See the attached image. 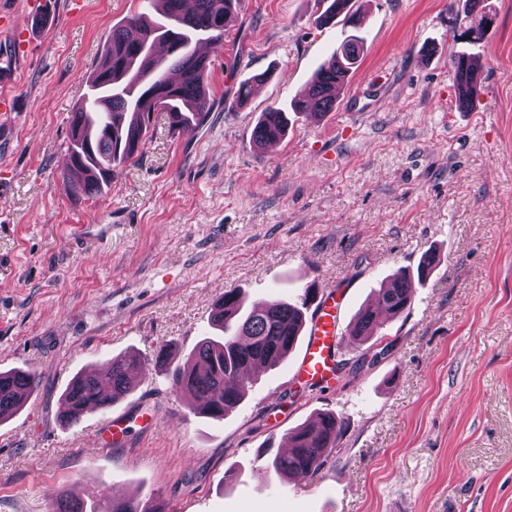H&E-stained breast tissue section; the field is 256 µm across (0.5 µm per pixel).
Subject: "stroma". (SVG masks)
I'll return each instance as SVG.
<instances>
[{"instance_id": "stroma-1", "label": "stroma", "mask_w": 512, "mask_h": 512, "mask_svg": "<svg viewBox=\"0 0 512 512\" xmlns=\"http://www.w3.org/2000/svg\"><path fill=\"white\" fill-rule=\"evenodd\" d=\"M0 0V372L38 388L0 421V512H53L114 493L163 512H512V0L471 33L467 0H358L360 21L316 25V0H238L211 47L214 106L179 132L154 113L143 150L91 198L63 184L70 119L114 25L142 0ZM364 54L336 107L293 116L257 146L262 112L288 107L336 45ZM481 89L457 105L454 52ZM268 72L247 105L239 84ZM79 224H108L85 241ZM438 264L410 307L365 343L350 323L398 268ZM341 296L337 371L299 379L301 347L252 376L222 421L193 413L155 358L185 359L225 291L249 303ZM130 354L141 369L112 414L137 416L98 447L106 414L60 420L74 376ZM347 431L316 476L259 470L318 412Z\"/></svg>"}]
</instances>
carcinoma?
I'll list each match as a JSON object with an SVG mask.
<instances>
[{
  "label": "carcinoma",
  "mask_w": 512,
  "mask_h": 512,
  "mask_svg": "<svg viewBox=\"0 0 512 512\" xmlns=\"http://www.w3.org/2000/svg\"><path fill=\"white\" fill-rule=\"evenodd\" d=\"M233 0H194L187 12L185 0H145L147 7L119 25L104 45L95 70L87 78L88 91L72 113L68 151L72 164L61 174L62 182H77L90 196L112 182L142 149L156 112L167 114L169 124L182 130L202 123L213 107L208 63L195 54L202 41L220 42L232 15ZM323 11L316 23L326 25L338 17L357 25L352 0H317ZM363 45L357 37L336 46L333 57L315 73L308 89L291 104L295 112H330L336 106L339 86L346 84L360 60ZM458 102L468 106L478 95L480 66L473 56L457 51L451 56ZM288 131L287 111L270 107L253 130L258 146L282 139ZM435 263V255L422 257L417 275L399 269L384 280L378 300L392 317L410 307L415 289ZM315 299L304 290L301 302L269 300L246 307L241 291L230 290L218 305L213 320L215 336L195 345L187 359L176 363L165 351L156 363L192 410L220 408L214 420L237 406L246 394L247 372L257 364L275 367L292 351L305 323L304 309ZM378 327L369 307L356 314L351 336L365 341ZM139 360L131 355L114 356L96 370L75 376L63 395L61 421L79 422L90 408L108 409L134 388L132 373ZM38 386L28 371L0 372V420L21 408ZM344 433L343 421L320 412L296 427L288 436V453L278 454L264 470L281 479L313 476L327 464Z\"/></svg>",
  "instance_id": "obj_1"
}]
</instances>
